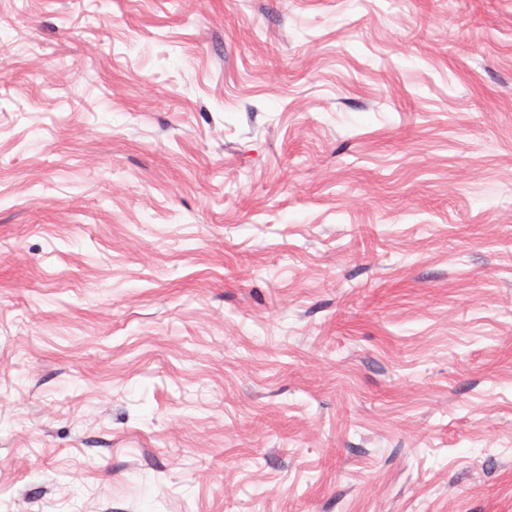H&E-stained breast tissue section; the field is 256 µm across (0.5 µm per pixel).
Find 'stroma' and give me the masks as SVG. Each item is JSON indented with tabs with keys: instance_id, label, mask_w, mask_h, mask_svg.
Wrapping results in <instances>:
<instances>
[{
	"instance_id": "obj_1",
	"label": "stroma",
	"mask_w": 512,
	"mask_h": 512,
	"mask_svg": "<svg viewBox=\"0 0 512 512\" xmlns=\"http://www.w3.org/2000/svg\"><path fill=\"white\" fill-rule=\"evenodd\" d=\"M0 512H512V0H0Z\"/></svg>"
}]
</instances>
